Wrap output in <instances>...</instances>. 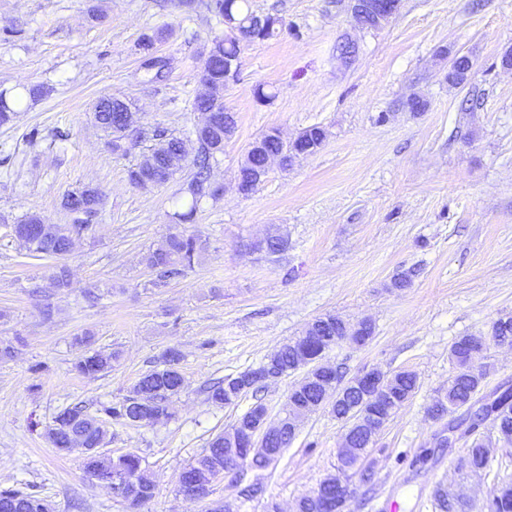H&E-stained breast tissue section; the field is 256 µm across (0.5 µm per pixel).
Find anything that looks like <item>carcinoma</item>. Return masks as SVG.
<instances>
[{
  "label": "carcinoma",
  "mask_w": 512,
  "mask_h": 512,
  "mask_svg": "<svg viewBox=\"0 0 512 512\" xmlns=\"http://www.w3.org/2000/svg\"><path fill=\"white\" fill-rule=\"evenodd\" d=\"M206 9L217 17L235 22L234 30L216 39L205 53L202 70L204 90L194 99V107L206 113V120L195 130L198 150L192 160L193 172L185 182L181 192L190 196V208L175 214L180 224L193 220L198 204L206 197L215 198L220 188L212 186L211 173L216 156L224 152V63L239 58L244 44L268 40L278 33L280 20L270 15H258L247 4V0H208ZM155 37L145 35L139 43L144 70L158 79V70L166 67V62L154 52ZM95 119L111 136L112 152L127 153L125 141L138 133L135 128L136 113L131 111V103L119 98H106L98 102ZM327 137L325 129L313 125L302 130L297 136L300 143L318 148ZM154 145L142 155L141 160L128 170L129 181L135 185L162 184L170 179L180 161L184 158L183 141L164 130L153 134ZM282 153V143L278 133L270 129L264 132L247 151L238 171L239 190L250 194L260 183L259 174L264 163L271 156ZM103 199L99 191L84 186L67 192L62 199V207L75 215L74 223L68 228L47 224L37 213H31L15 225L14 241L19 249L32 256H60L69 252L73 237L92 229V221L102 209ZM196 254V241L179 233L168 234L152 249L147 257L148 266L156 272L155 285L163 287L168 280L184 273L192 266ZM350 324L336 314H326L311 324L304 335L311 337L308 343L296 338L270 354L257 367L248 369L236 376H228L209 388V399L227 406L235 404L238 398L249 390L259 391L260 374L264 372L288 373L298 367L305 357L319 358L322 352L336 344V337L345 335ZM488 337L470 334L458 338L450 348L449 357L453 372L448 380V391L434 401L441 413L450 417L448 424L463 430L469 435L467 461L475 470H485L491 466L490 452L483 436L479 433L483 413L495 408L484 407L481 411L469 413L471 404L488 396H480L486 373L474 365V358L487 350ZM117 354L105 351H87L78 358L75 369L88 376H98L112 370ZM181 354L169 350L163 357V367L156 368L144 376L133 387V395L123 401L103 409L109 418L129 424L146 420L148 422L169 415V401L183 387V376L179 370ZM317 379L302 382L288 396V409L292 423L278 434L265 432L264 446L282 452L295 438L302 417L313 412V403L325 389L342 382L336 368L326 363L320 366ZM419 388L415 373L401 370L392 375H384V394L374 403L364 399V392L347 387L343 397L334 401L331 413L345 424L346 432L339 449L338 472L348 475L355 471L362 481H371V474L360 468L373 444L375 428L385 424L408 402ZM492 395L497 397L499 407L496 424L501 439L512 443V386H500ZM265 406L255 404L230 429L211 438L203 453L188 465L180 474V486L204 487V480L215 466H224V458L237 452L241 464L265 470L273 458L250 459L238 450L244 430L257 429L263 423ZM106 435L103 420L90 415L81 405L75 404L61 410L52 422L47 438L60 451L70 452L77 448L83 457L86 473L105 485L112 480L115 471L123 472L127 479L135 483L137 496L130 500L136 505L152 498L154 485L145 468L142 458L127 453L118 458H107L98 451ZM485 512H512V483L503 482L493 487L484 505ZM0 512H50L45 500L20 488L0 489Z\"/></svg>",
  "instance_id": "1"
}]
</instances>
